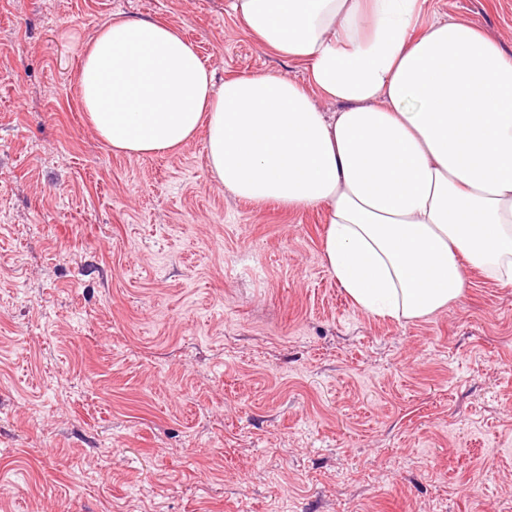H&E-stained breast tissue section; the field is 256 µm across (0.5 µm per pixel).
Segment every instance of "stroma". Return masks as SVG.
<instances>
[{"instance_id":"35a3bbf8","label":"stroma","mask_w":512,"mask_h":512,"mask_svg":"<svg viewBox=\"0 0 512 512\" xmlns=\"http://www.w3.org/2000/svg\"><path fill=\"white\" fill-rule=\"evenodd\" d=\"M226 0H0V512H512V288L363 312L321 209L236 198L203 137L127 156L82 110L113 16L217 78L285 73ZM512 47V0H428Z\"/></svg>"}]
</instances>
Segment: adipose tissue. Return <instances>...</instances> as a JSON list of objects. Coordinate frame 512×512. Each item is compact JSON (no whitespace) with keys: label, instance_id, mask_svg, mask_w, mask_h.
Listing matches in <instances>:
<instances>
[{"label":"adipose tissue","instance_id":"adipose-tissue-1","mask_svg":"<svg viewBox=\"0 0 512 512\" xmlns=\"http://www.w3.org/2000/svg\"><path fill=\"white\" fill-rule=\"evenodd\" d=\"M424 3L227 0L306 77L220 85L170 24L116 18L84 55L80 100L116 152L200 135L237 197L324 209V259L355 304L425 317L463 295L467 268L512 286V49L469 20H424Z\"/></svg>","mask_w":512,"mask_h":512}]
</instances>
